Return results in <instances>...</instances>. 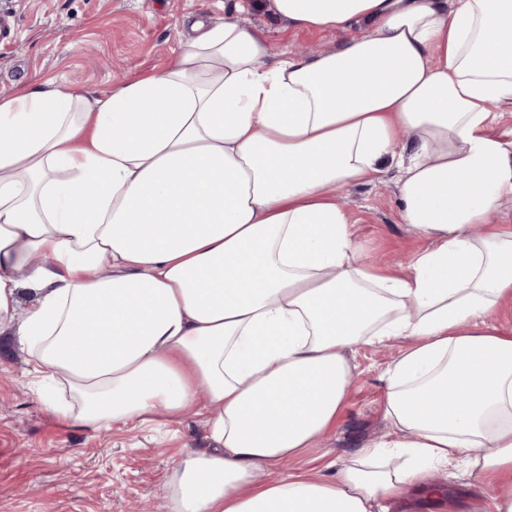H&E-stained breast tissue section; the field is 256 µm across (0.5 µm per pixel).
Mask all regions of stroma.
I'll list each match as a JSON object with an SVG mask.
<instances>
[{
	"instance_id": "stroma-1",
	"label": "stroma",
	"mask_w": 512,
	"mask_h": 512,
	"mask_svg": "<svg viewBox=\"0 0 512 512\" xmlns=\"http://www.w3.org/2000/svg\"><path fill=\"white\" fill-rule=\"evenodd\" d=\"M225 0H0V96L45 81L66 91L105 93L144 75L164 73L185 38V16H224ZM285 59L309 48L341 46L346 31L294 32L260 10L244 16ZM354 234L365 262L407 274L430 242L398 216L397 172L344 188ZM408 345L358 346L347 358L354 378L327 438L281 465L285 472L328 474V465L356 455L384 434L386 370ZM28 355L0 341V512H134L149 504L166 512V474L191 449L208 445L198 417H158L146 424L94 432L56 419L28 373ZM413 489L389 512H439L435 492L452 496L453 512H481L491 487L454 461Z\"/></svg>"
}]
</instances>
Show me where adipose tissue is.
I'll list each match as a JSON object with an SVG mask.
<instances>
[{"label": "adipose tissue", "instance_id": "obj_1", "mask_svg": "<svg viewBox=\"0 0 512 512\" xmlns=\"http://www.w3.org/2000/svg\"><path fill=\"white\" fill-rule=\"evenodd\" d=\"M341 47L274 60L246 8ZM163 77L0 97V335L67 393L63 423L202 417L170 512H388L461 458L512 512V0H238L194 20ZM401 170L399 218L434 241L406 277L361 261L339 187ZM410 344L391 437L333 477L259 471L331 430L348 350Z\"/></svg>", "mask_w": 512, "mask_h": 512}]
</instances>
